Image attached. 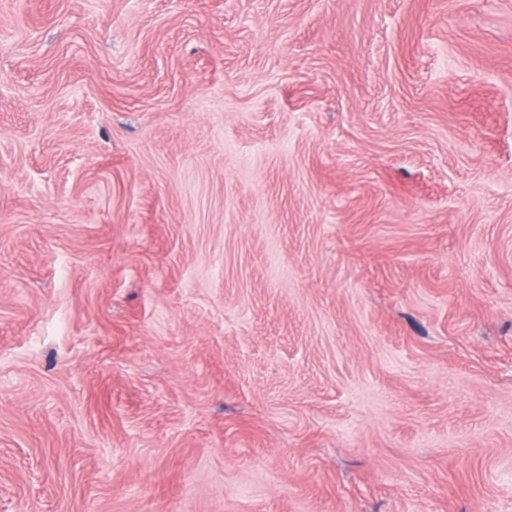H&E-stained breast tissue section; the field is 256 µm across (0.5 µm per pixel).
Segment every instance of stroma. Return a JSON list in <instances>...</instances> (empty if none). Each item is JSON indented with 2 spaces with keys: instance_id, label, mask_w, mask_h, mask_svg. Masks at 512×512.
Here are the masks:
<instances>
[{
  "instance_id": "obj_1",
  "label": "stroma",
  "mask_w": 512,
  "mask_h": 512,
  "mask_svg": "<svg viewBox=\"0 0 512 512\" xmlns=\"http://www.w3.org/2000/svg\"><path fill=\"white\" fill-rule=\"evenodd\" d=\"M0 512H512V0H0Z\"/></svg>"
}]
</instances>
